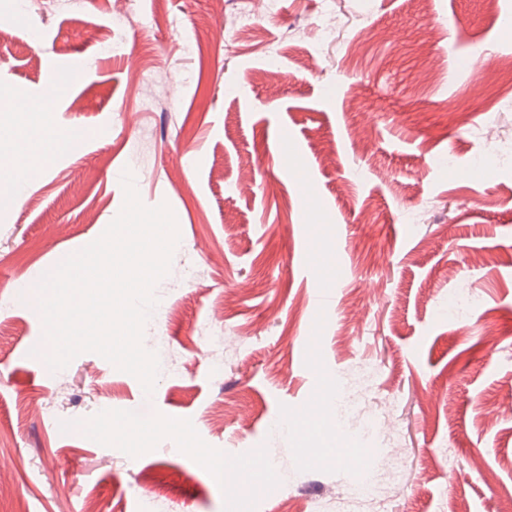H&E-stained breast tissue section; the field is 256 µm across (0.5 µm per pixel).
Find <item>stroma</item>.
Masks as SVG:
<instances>
[{
	"instance_id": "obj_1",
	"label": "stroma",
	"mask_w": 512,
	"mask_h": 512,
	"mask_svg": "<svg viewBox=\"0 0 512 512\" xmlns=\"http://www.w3.org/2000/svg\"><path fill=\"white\" fill-rule=\"evenodd\" d=\"M242 6L0 0V98L55 97L0 114V155L19 131L82 135L0 194V512H236L234 474L211 467L225 458L252 512H343L357 467L302 457L320 439L280 426L336 380L354 392L339 437L380 458L386 512H503L512 84L481 76L512 58V0H262L238 27ZM338 12L350 27L325 43ZM126 170L181 234L144 327L169 339L149 397L94 353L54 373L34 360L48 344L17 296L103 233ZM117 415L143 439L115 437ZM158 415L171 434L150 433Z\"/></svg>"
}]
</instances>
